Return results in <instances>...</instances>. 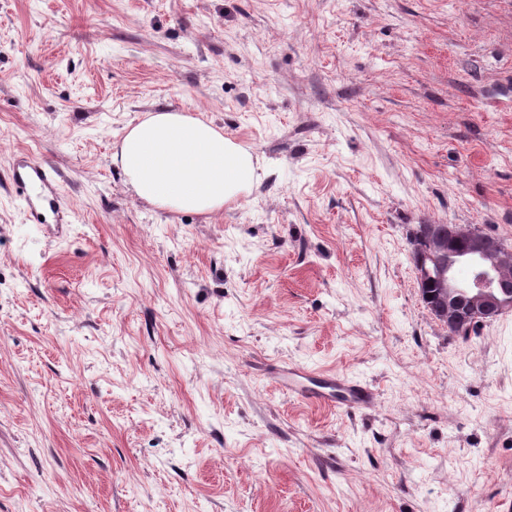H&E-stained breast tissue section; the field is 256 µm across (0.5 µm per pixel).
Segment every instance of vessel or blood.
Wrapping results in <instances>:
<instances>
[{"instance_id":"1","label":"vessel or blood","mask_w":512,"mask_h":512,"mask_svg":"<svg viewBox=\"0 0 512 512\" xmlns=\"http://www.w3.org/2000/svg\"><path fill=\"white\" fill-rule=\"evenodd\" d=\"M10 183L26 203L35 223L54 219L63 226L65 212L58 201V173L48 165L25 158L16 159L10 170ZM289 392L312 403L348 410L373 408L377 394L369 385L343 374H323L301 367H288L280 375Z\"/></svg>"}]
</instances>
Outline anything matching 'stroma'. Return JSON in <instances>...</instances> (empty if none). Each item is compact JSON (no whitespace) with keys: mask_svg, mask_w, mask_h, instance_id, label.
I'll list each match as a JSON object with an SVG mask.
<instances>
[{"mask_svg":"<svg viewBox=\"0 0 512 512\" xmlns=\"http://www.w3.org/2000/svg\"><path fill=\"white\" fill-rule=\"evenodd\" d=\"M160 110L259 181L139 202L112 154ZM17 156L57 170L63 236ZM418 224L512 246V0H0V512H512V311L450 335ZM280 379L288 384V392L318 405L365 410L373 408L377 399L372 387L344 374H323L291 366L281 373Z\"/></svg>","mask_w":512,"mask_h":512,"instance_id":"1","label":"stroma"}]
</instances>
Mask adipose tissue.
Masks as SVG:
<instances>
[{
	"instance_id": "1",
	"label": "adipose tissue",
	"mask_w": 512,
	"mask_h": 512,
	"mask_svg": "<svg viewBox=\"0 0 512 512\" xmlns=\"http://www.w3.org/2000/svg\"><path fill=\"white\" fill-rule=\"evenodd\" d=\"M112 160L141 200L203 216L222 211L258 178L248 150L212 121L177 110L131 126Z\"/></svg>"
}]
</instances>
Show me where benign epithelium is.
Wrapping results in <instances>:
<instances>
[{
  "label": "benign epithelium",
  "instance_id": "obj_1",
  "mask_svg": "<svg viewBox=\"0 0 512 512\" xmlns=\"http://www.w3.org/2000/svg\"><path fill=\"white\" fill-rule=\"evenodd\" d=\"M451 247L436 224L410 242L421 298L435 319L458 332L512 310V249L472 225Z\"/></svg>",
  "mask_w": 512,
  "mask_h": 512
}]
</instances>
